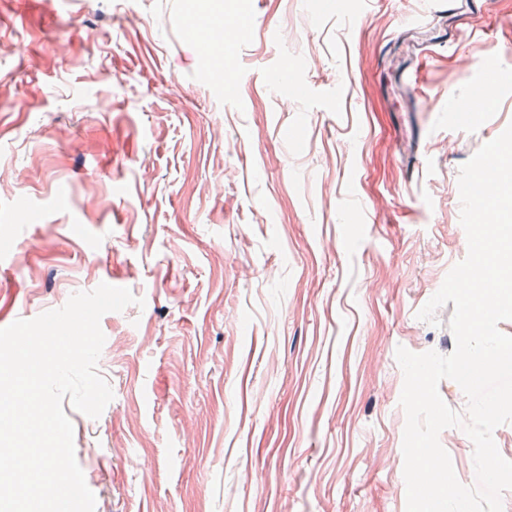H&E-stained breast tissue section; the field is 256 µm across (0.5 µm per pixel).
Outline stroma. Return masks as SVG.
Segmentation results:
<instances>
[{"mask_svg":"<svg viewBox=\"0 0 512 512\" xmlns=\"http://www.w3.org/2000/svg\"><path fill=\"white\" fill-rule=\"evenodd\" d=\"M482 2L0 0V319L136 298L100 321L112 401L63 407L95 512H406L396 350L453 351V305L416 314L512 124V0ZM217 22L232 55L188 34Z\"/></svg>","mask_w":512,"mask_h":512,"instance_id":"35a3bbf8","label":"stroma"}]
</instances>
